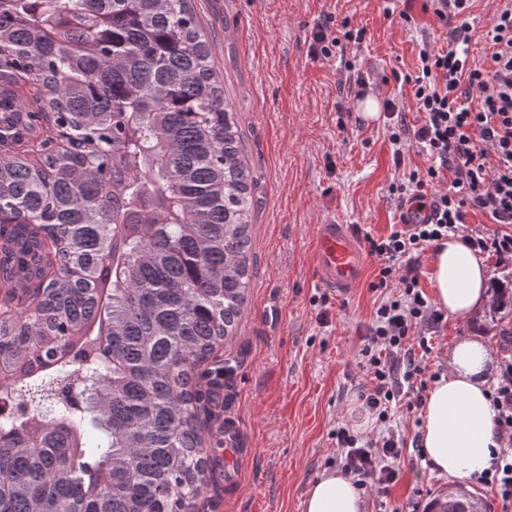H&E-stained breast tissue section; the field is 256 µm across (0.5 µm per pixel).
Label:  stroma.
Returning <instances> with one entry per match:
<instances>
[{
    "instance_id": "obj_1",
    "label": "stroma",
    "mask_w": 512,
    "mask_h": 512,
    "mask_svg": "<svg viewBox=\"0 0 512 512\" xmlns=\"http://www.w3.org/2000/svg\"><path fill=\"white\" fill-rule=\"evenodd\" d=\"M424 3L400 0L399 13L389 17L381 0L194 4L244 136L257 200L254 275L236 334L219 352L235 372L204 427L205 440H212L225 416H235L247 453L238 487L226 490L216 476L197 498L198 512H305L308 489L334 469L338 424L374 432L359 399L366 373L358 353L380 299L370 288L376 264L368 262L360 282L336 296L316 277L311 238L315 225L331 216L360 237L388 234L398 219L389 185L427 163L416 146L395 162L387 117L360 121L353 79L361 74L369 94L392 100L408 124H417L412 91L395 75L415 69L423 45L446 43L445 28ZM343 17L363 30L360 44L345 57L314 60L315 31ZM466 336L491 350L486 378L494 380L506 353L481 310L434 328L428 373H447L449 348ZM400 468L388 499L393 512H426L455 482L431 473L410 449Z\"/></svg>"
}]
</instances>
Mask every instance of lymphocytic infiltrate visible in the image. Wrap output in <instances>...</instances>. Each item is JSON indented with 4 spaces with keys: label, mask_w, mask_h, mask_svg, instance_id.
Wrapping results in <instances>:
<instances>
[{
    "label": "lymphocytic infiltrate",
    "mask_w": 512,
    "mask_h": 512,
    "mask_svg": "<svg viewBox=\"0 0 512 512\" xmlns=\"http://www.w3.org/2000/svg\"><path fill=\"white\" fill-rule=\"evenodd\" d=\"M433 12L448 28V42L419 52L415 73L407 75L417 110V125L397 117L390 128L392 145L412 142L425 152L428 164L410 170L391 184L402 209L386 236L369 239L376 263L370 288L379 292L371 324L362 339L360 364L369 382L360 398L376 419L369 437L349 425L338 426L336 464L357 489L384 498L400 478L404 445L391 424V410L405 403L419 409L428 388L424 356L431 349L422 327L438 325L435 309L419 287L417 276L403 272L426 247L462 234L464 242L496 260L512 259V0H504L482 39L485 58H471L470 4L458 0L449 13L448 0H430ZM478 105H471V95ZM448 182L447 191L436 186ZM484 214L495 228L466 229L469 213ZM494 423L507 446L493 450L490 466L478 483L494 490L502 512H512V359L504 360L489 391Z\"/></svg>",
    "instance_id": "f902f5d3"
}]
</instances>
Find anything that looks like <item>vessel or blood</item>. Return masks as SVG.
<instances>
[{"instance_id": "b4317fda", "label": "vessel or blood", "mask_w": 512, "mask_h": 512, "mask_svg": "<svg viewBox=\"0 0 512 512\" xmlns=\"http://www.w3.org/2000/svg\"><path fill=\"white\" fill-rule=\"evenodd\" d=\"M314 258L320 284L331 290L344 293L359 282L366 256L357 238L346 225L335 219L316 225L314 234ZM241 428L236 419H227L224 424V473L229 484L239 482L235 459L240 444Z\"/></svg>"}]
</instances>
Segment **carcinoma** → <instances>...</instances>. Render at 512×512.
Wrapping results in <instances>:
<instances>
[{
	"label": "carcinoma",
	"instance_id": "1",
	"mask_svg": "<svg viewBox=\"0 0 512 512\" xmlns=\"http://www.w3.org/2000/svg\"><path fill=\"white\" fill-rule=\"evenodd\" d=\"M193 2L0 0V512H194L210 481L197 378L229 374L255 197ZM48 113L70 148L34 162Z\"/></svg>",
	"mask_w": 512,
	"mask_h": 512
}]
</instances>
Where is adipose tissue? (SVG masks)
<instances>
[{
  "label": "adipose tissue",
  "mask_w": 512,
  "mask_h": 512,
  "mask_svg": "<svg viewBox=\"0 0 512 512\" xmlns=\"http://www.w3.org/2000/svg\"><path fill=\"white\" fill-rule=\"evenodd\" d=\"M434 301L448 316L464 318L491 302V274L484 257L460 236L431 252ZM486 346L462 339L448 353V373L435 381L423 410L421 441L431 470L467 478L488 468L500 447L484 373ZM353 480L340 472L324 475L308 490L306 512H361Z\"/></svg>",
  "instance_id": "adipose-tissue-1"
}]
</instances>
